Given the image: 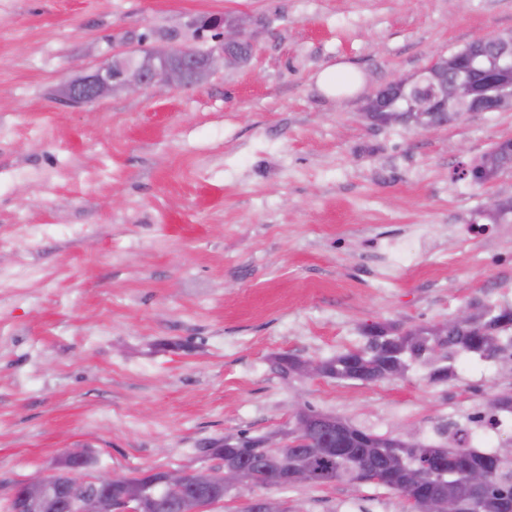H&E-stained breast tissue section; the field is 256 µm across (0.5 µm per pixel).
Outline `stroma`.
Here are the masks:
<instances>
[{"mask_svg": "<svg viewBox=\"0 0 512 512\" xmlns=\"http://www.w3.org/2000/svg\"><path fill=\"white\" fill-rule=\"evenodd\" d=\"M242 12L260 24L238 68L62 100L118 51L191 46L190 18ZM510 31L512 0H0V512L74 449L88 480L191 472L206 444L284 427L301 404L422 441L512 394V364L474 354L444 383L417 364L376 383L271 368L360 348L374 323L512 308V214L483 208L512 199V169L457 176L512 139V110L423 131L361 114L391 79ZM337 64L357 92L320 89ZM418 224L414 265L384 273V243ZM269 496L411 512L372 484Z\"/></svg>", "mask_w": 512, "mask_h": 512, "instance_id": "obj_1", "label": "stroma"}]
</instances>
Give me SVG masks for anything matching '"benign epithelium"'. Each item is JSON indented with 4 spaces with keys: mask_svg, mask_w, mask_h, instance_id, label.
<instances>
[{
    "mask_svg": "<svg viewBox=\"0 0 512 512\" xmlns=\"http://www.w3.org/2000/svg\"><path fill=\"white\" fill-rule=\"evenodd\" d=\"M207 25L218 32L211 42L189 47L153 44L142 48L143 55L131 69L113 72L107 62L71 83L64 102L71 106L93 103L115 90L140 91L153 84L186 85L202 83L220 68H232L248 62L256 50L252 28L257 20L249 15H210L190 21L199 28ZM512 42L500 35L473 42L472 48L452 60L440 55L412 76H399L383 85L364 111L384 112V124L404 123L426 130L436 126L440 112H453L461 98H469L466 113L499 112L512 108ZM243 470L223 467L216 472L204 466L190 474L166 473L163 494L175 499L181 495L187 477L198 485L218 477L224 487L236 494L240 512H277L281 506L271 498L242 489ZM60 494L51 474L45 473L24 482L18 495L16 512H48ZM149 496L148 488L138 486L120 499L102 498L94 504L95 512H140V502Z\"/></svg>",
    "mask_w": 512,
    "mask_h": 512,
    "instance_id": "7a95c632",
    "label": "benign epithelium"
}]
</instances>
